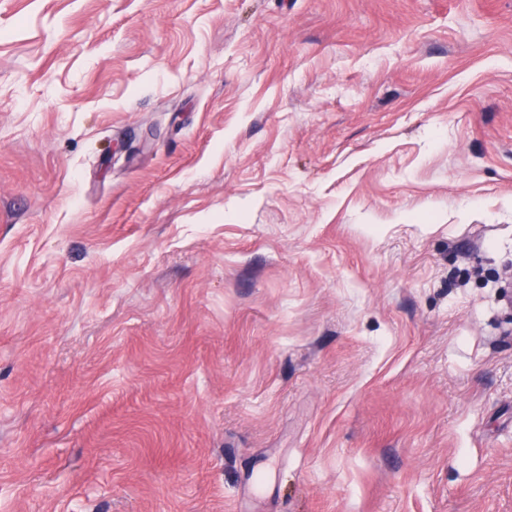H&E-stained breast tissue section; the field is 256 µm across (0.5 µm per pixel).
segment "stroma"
<instances>
[{
	"instance_id": "stroma-1",
	"label": "stroma",
	"mask_w": 512,
	"mask_h": 512,
	"mask_svg": "<svg viewBox=\"0 0 512 512\" xmlns=\"http://www.w3.org/2000/svg\"><path fill=\"white\" fill-rule=\"evenodd\" d=\"M512 0H0V512H512Z\"/></svg>"
}]
</instances>
